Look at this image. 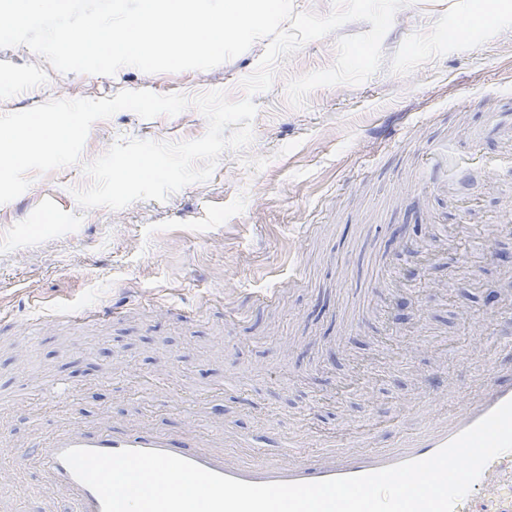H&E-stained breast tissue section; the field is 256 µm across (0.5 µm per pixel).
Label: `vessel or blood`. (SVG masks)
<instances>
[{
	"label": "vessel or blood",
	"instance_id": "obj_1",
	"mask_svg": "<svg viewBox=\"0 0 512 512\" xmlns=\"http://www.w3.org/2000/svg\"><path fill=\"white\" fill-rule=\"evenodd\" d=\"M512 400V382L500 381L497 369L483 374L475 390L452 403L436 402L432 413L414 432L400 434L394 447L362 451L300 452L289 456L237 455L224 446L222 430L206 433L189 430L192 452H183L167 432L139 426L115 431L110 422L91 424L77 420L53 433L36 458L44 488L51 497L70 502L74 512H102L101 500L91 488L79 482L62 458L67 449L89 448L116 452L125 448L159 450L187 460L212 472L253 484L318 482L336 477L356 476L388 466L432 456L506 401ZM512 452L491 460L475 482L470 494L459 501L455 512H474L483 501L484 512H512Z\"/></svg>",
	"mask_w": 512,
	"mask_h": 512
}]
</instances>
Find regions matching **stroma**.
Listing matches in <instances>:
<instances>
[{"label": "stroma", "mask_w": 512, "mask_h": 512, "mask_svg": "<svg viewBox=\"0 0 512 512\" xmlns=\"http://www.w3.org/2000/svg\"><path fill=\"white\" fill-rule=\"evenodd\" d=\"M352 20L274 66L255 94L253 139L226 149L210 178L166 200L85 209V164L131 139L182 142L208 122L195 107L96 121L78 164L31 174L0 204V437L36 446L71 412L122 427L140 418L179 431L194 402L252 451L296 450L323 433L382 424L391 445L420 423L425 385L467 391L487 362L512 375L495 330L512 302V234L485 224L512 210V181L488 165L512 158V9L506 0H408L364 82L319 87L291 106L289 79L331 67ZM463 30L464 38L449 39ZM267 47L208 70L61 73L26 46L0 48V113L123 90L195 99L242 81ZM431 114L412 141L398 131ZM453 145L467 162L449 193H414L419 148ZM275 292L273 302L261 296ZM213 299L206 317L188 310ZM115 309L74 328L57 316ZM41 319L38 335L28 324ZM67 382L61 394L44 385Z\"/></svg>", "instance_id": "1"}]
</instances>
